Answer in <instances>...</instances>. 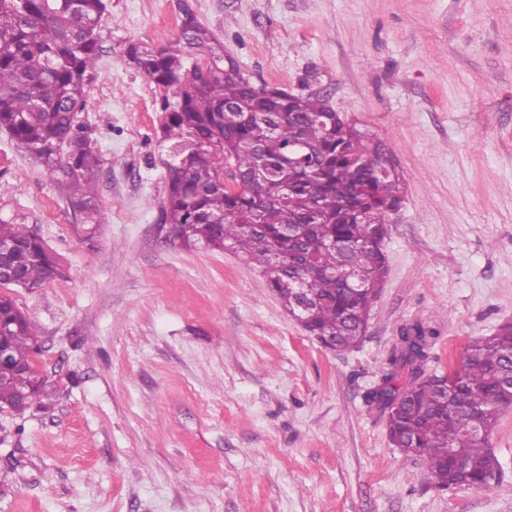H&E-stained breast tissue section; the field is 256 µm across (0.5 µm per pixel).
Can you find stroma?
<instances>
[{"label":"stroma","mask_w":512,"mask_h":512,"mask_svg":"<svg viewBox=\"0 0 512 512\" xmlns=\"http://www.w3.org/2000/svg\"><path fill=\"white\" fill-rule=\"evenodd\" d=\"M189 2L254 85L323 91L391 144L406 197L366 335L325 348L237 255L169 240L155 88L124 50L175 43L178 0H106L78 115L104 223L0 133V219L65 263L11 291L52 392L0 409V512H512V408L483 493L435 488L366 403L402 325L437 330L440 373L512 324V0Z\"/></svg>","instance_id":"obj_1"}]
</instances>
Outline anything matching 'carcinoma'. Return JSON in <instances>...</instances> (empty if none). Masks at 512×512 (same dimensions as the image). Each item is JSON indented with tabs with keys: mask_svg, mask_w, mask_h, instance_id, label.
I'll return each mask as SVG.
<instances>
[{
	"mask_svg": "<svg viewBox=\"0 0 512 512\" xmlns=\"http://www.w3.org/2000/svg\"><path fill=\"white\" fill-rule=\"evenodd\" d=\"M105 0H0V130L56 174L86 224L104 222L89 136L77 123L95 79ZM127 63L158 90L156 131L166 148L162 220L185 248L229 250L256 268L284 309L333 350L363 338L387 272L381 244L404 200L393 153L336 111L319 90L258 87L183 5L176 46L129 45ZM240 178L224 187V167ZM13 275L33 290L63 277L58 257L19 224L0 220ZM0 334L21 368L0 377V408L47 395L33 365L36 337L13 298L0 294ZM437 331L402 326L368 406L387 415L389 438L421 458L434 486L489 493L501 464L489 445L508 406L512 325L468 344L448 373L426 366ZM453 445L463 466L445 459Z\"/></svg>",
	"mask_w": 512,
	"mask_h": 512,
	"instance_id": "cac0c4a2",
	"label": "carcinoma"
}]
</instances>
